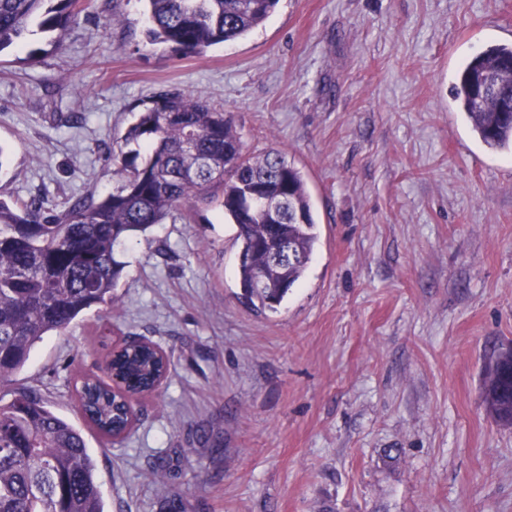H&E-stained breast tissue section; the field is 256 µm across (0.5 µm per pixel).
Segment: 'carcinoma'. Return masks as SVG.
I'll list each match as a JSON object with an SVG mask.
<instances>
[{
    "mask_svg": "<svg viewBox=\"0 0 512 512\" xmlns=\"http://www.w3.org/2000/svg\"><path fill=\"white\" fill-rule=\"evenodd\" d=\"M153 42L183 55L243 37L279 0H146ZM80 0H0V52L17 46L37 23L65 31ZM456 101L488 148L512 153V44L471 57L457 75ZM113 156L118 186L92 194L65 212L0 198V386L27 363L47 333L63 330L85 310L112 302L124 263L120 242L144 232L184 203L216 200L236 226L238 279L257 311L273 310L304 275L318 235L302 172L280 150L250 156L224 113L179 92L159 95L139 113ZM279 195L277 218L253 198ZM277 240L293 258L277 261L258 249ZM167 366L155 344L130 343L110 359L109 380L85 376L75 387L87 426L106 438L128 423L123 396L151 390ZM0 404V512H104L95 464L81 430L47 409L31 390L14 388ZM483 401L512 426V343L493 354Z\"/></svg>",
    "mask_w": 512,
    "mask_h": 512,
    "instance_id": "carcinoma-1",
    "label": "carcinoma"
}]
</instances>
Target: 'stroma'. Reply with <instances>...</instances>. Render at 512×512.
I'll list each match as a JSON object with an SVG mask.
<instances>
[{
	"mask_svg": "<svg viewBox=\"0 0 512 512\" xmlns=\"http://www.w3.org/2000/svg\"><path fill=\"white\" fill-rule=\"evenodd\" d=\"M148 26L144 0H86L61 45L34 26L0 53V197L111 193L126 130L173 90L246 153L286 151L318 243L256 312L235 226L192 203L125 240L111 303L35 344L15 386L79 428L73 379L102 375L109 340L170 358L122 440L86 430L105 512H512V428L482 396L512 340V156L451 95L512 43V0H279L193 56Z\"/></svg>",
	"mask_w": 512,
	"mask_h": 512,
	"instance_id": "35a3bbf8",
	"label": "stroma"
}]
</instances>
